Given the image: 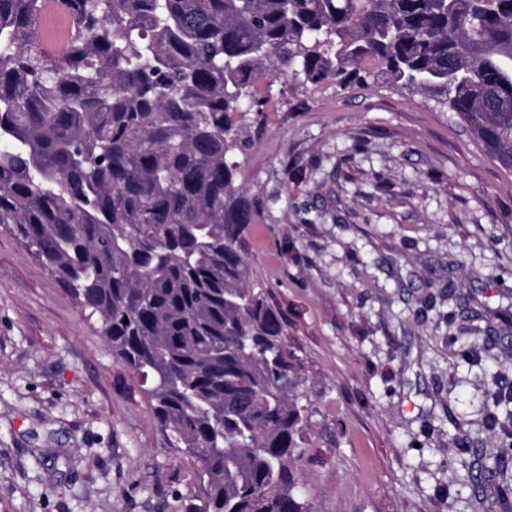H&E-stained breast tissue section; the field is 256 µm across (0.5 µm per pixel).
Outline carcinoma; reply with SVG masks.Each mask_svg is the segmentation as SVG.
Wrapping results in <instances>:
<instances>
[{"instance_id": "cac0c4a2", "label": "carcinoma", "mask_w": 512, "mask_h": 512, "mask_svg": "<svg viewBox=\"0 0 512 512\" xmlns=\"http://www.w3.org/2000/svg\"><path fill=\"white\" fill-rule=\"evenodd\" d=\"M0 0V227L100 324L200 466L194 512H313L286 320L245 256L234 121L266 72L383 75L459 116L512 169V0ZM512 395L489 393L512 440Z\"/></svg>"}]
</instances>
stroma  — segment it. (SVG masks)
I'll return each instance as SVG.
<instances>
[{"instance_id": "35a3bbf8", "label": "stroma", "mask_w": 512, "mask_h": 512, "mask_svg": "<svg viewBox=\"0 0 512 512\" xmlns=\"http://www.w3.org/2000/svg\"><path fill=\"white\" fill-rule=\"evenodd\" d=\"M240 119L247 259L312 397L316 512H495L512 392V171L434 98L269 73ZM197 465L96 319L0 232V512H190ZM506 400L512 401V394L511 396H507L506 394H503L499 390L492 391L489 393L487 407L493 419V422L495 426L499 429L500 433L504 435L506 438L512 440V412L507 413L503 419H501L498 414L499 407Z\"/></svg>"}]
</instances>
